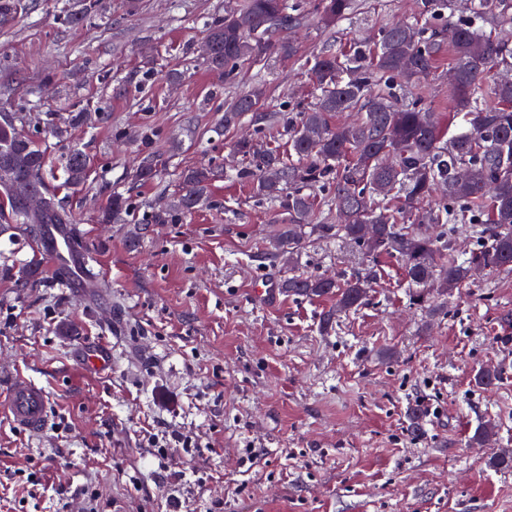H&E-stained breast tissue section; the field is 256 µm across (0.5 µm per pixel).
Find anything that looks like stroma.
I'll use <instances>...</instances> for the list:
<instances>
[{
    "mask_svg": "<svg viewBox=\"0 0 512 512\" xmlns=\"http://www.w3.org/2000/svg\"><path fill=\"white\" fill-rule=\"evenodd\" d=\"M0 26V113L22 120L45 152L47 189L70 211L106 282L85 288L31 274L30 241L0 235V375L42 386L46 427L10 419L0 392V512H512V271L481 273L448 296H419L396 258L369 260L333 239H310L297 258L271 261L278 207L237 178L232 149L249 120L224 126V108L255 81L267 87L280 140L310 105L311 62L370 42L417 13L416 0H355L348 20L321 27L315 6L291 30L299 54L246 61L234 79L210 72L197 50L206 24L241 0H101L77 25L61 10L80 0H27ZM96 112L95 125L58 140L47 115ZM90 159L71 188L64 154ZM160 174L143 183L144 157ZM219 176L190 215L155 221L182 188L185 168ZM130 211L97 223L113 194ZM368 274L362 305L320 316L335 296L282 292L258 303L254 280ZM105 345L112 368L85 369ZM498 380L480 388V370ZM427 410L412 433L409 413ZM494 439L475 444L482 422ZM179 432L184 448L170 442ZM65 494H58V487Z\"/></svg>",
    "mask_w": 512,
    "mask_h": 512,
    "instance_id": "35a3bbf8",
    "label": "stroma"
}]
</instances>
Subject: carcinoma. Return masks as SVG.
Segmentation results:
<instances>
[{
	"mask_svg": "<svg viewBox=\"0 0 512 512\" xmlns=\"http://www.w3.org/2000/svg\"><path fill=\"white\" fill-rule=\"evenodd\" d=\"M26 8L22 0H0V24ZM99 8L98 0H85L82 11L64 20L77 24ZM301 8L300 0H244L224 9L223 20L207 25L212 50L203 63L231 79L246 60L269 52L296 56L294 43L277 35L299 24ZM353 8L352 0L317 5L326 28L348 18ZM418 16L425 23L398 21L381 29L366 53L327 52L314 59L317 102L288 121V156L262 139L236 143L249 160L236 177L281 207L282 230L270 241L268 258L296 255L310 237L336 238L366 257L398 259L409 286L446 295L478 270H512V82H499L488 92L483 85L490 69L512 68V43L485 30L512 21V0H468L462 11L449 0H420ZM446 55L457 75L450 100L464 128L445 141L439 117L410 88ZM265 98V86L254 85L225 108L224 126L247 116L255 131L264 133ZM348 111L358 112L356 122L331 123L332 114ZM44 165V152L20 131L16 118L0 121V195L9 207L7 221L32 238L40 237L44 224L73 223L40 178L33 188L46 200L41 213H30L12 194V183ZM64 171L69 184H83L86 155L71 150ZM213 177V168L205 165L183 170L184 192L166 213L192 212ZM125 209V198L115 194L100 221L116 220ZM332 212L336 223L329 224ZM460 224L473 243L465 254L456 249ZM281 288L295 297L336 295V308L322 316L326 331L335 316L362 304L370 279L298 275Z\"/></svg>",
	"mask_w": 512,
	"mask_h": 512,
	"instance_id": "obj_1",
	"label": "carcinoma"
}]
</instances>
